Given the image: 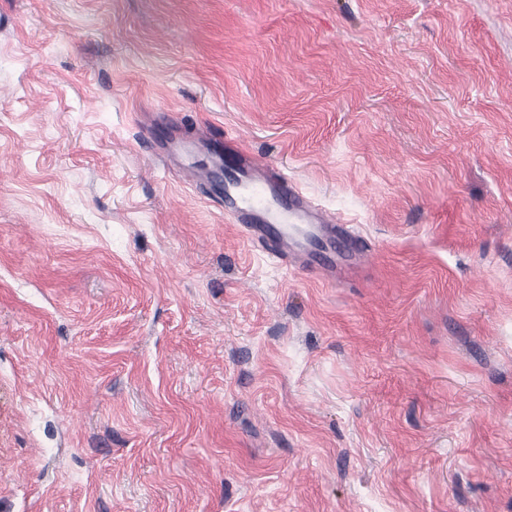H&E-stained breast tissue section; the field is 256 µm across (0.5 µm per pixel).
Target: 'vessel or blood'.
Listing matches in <instances>:
<instances>
[{"mask_svg": "<svg viewBox=\"0 0 512 512\" xmlns=\"http://www.w3.org/2000/svg\"><path fill=\"white\" fill-rule=\"evenodd\" d=\"M224 156L229 167L224 185L211 189L233 223L276 263L290 269L318 264L344 275L348 265H336L318 252L315 241L360 251V236L306 197L283 168L255 160L234 137L225 138Z\"/></svg>", "mask_w": 512, "mask_h": 512, "instance_id": "obj_1", "label": "vessel or blood"}]
</instances>
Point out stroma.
Segmentation results:
<instances>
[{"label":"stroma","mask_w":512,"mask_h":512,"mask_svg":"<svg viewBox=\"0 0 512 512\" xmlns=\"http://www.w3.org/2000/svg\"><path fill=\"white\" fill-rule=\"evenodd\" d=\"M0 512H512V0H0ZM224 157L229 167L223 188H212L210 196L223 203L234 224L248 232L251 240L276 263L288 269H307L313 263L346 275L350 267L337 266L313 242L331 249L336 244L360 256V236L350 224L340 221L306 197L283 168L255 160L234 137L224 136Z\"/></svg>","instance_id":"stroma-1"}]
</instances>
